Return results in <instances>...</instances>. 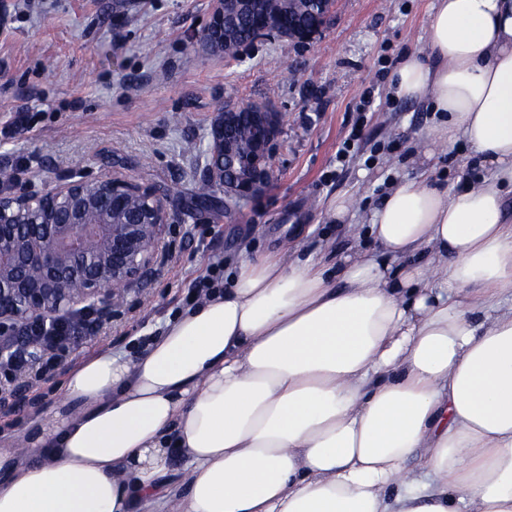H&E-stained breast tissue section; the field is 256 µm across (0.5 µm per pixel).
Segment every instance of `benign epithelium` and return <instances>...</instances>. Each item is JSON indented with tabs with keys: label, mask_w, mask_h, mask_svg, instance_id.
<instances>
[{
	"label": "benign epithelium",
	"mask_w": 512,
	"mask_h": 512,
	"mask_svg": "<svg viewBox=\"0 0 512 512\" xmlns=\"http://www.w3.org/2000/svg\"><path fill=\"white\" fill-rule=\"evenodd\" d=\"M269 0H212L202 42L224 46V16L259 12L260 32L278 36ZM317 20L303 30L315 38L334 16L336 0H311ZM237 108L217 113L211 128L204 181L224 200L240 204L262 195L274 177L277 112L252 113L249 149L225 164L224 137ZM169 214L160 193L122 176L69 178L52 191L34 193L0 183V335L21 325H44L78 314L112 285L132 288L156 271L165 247Z\"/></svg>",
	"instance_id": "benign-epithelium-1"
}]
</instances>
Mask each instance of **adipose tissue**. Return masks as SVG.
Listing matches in <instances>:
<instances>
[{
	"label": "adipose tissue",
	"instance_id": "adipose-tissue-1",
	"mask_svg": "<svg viewBox=\"0 0 512 512\" xmlns=\"http://www.w3.org/2000/svg\"><path fill=\"white\" fill-rule=\"evenodd\" d=\"M426 46L393 72L445 116L424 157L487 177L396 183L383 258L243 260L136 359L83 360L38 452L0 448V512H512V0H433ZM471 155L462 142L450 148L438 149L435 163L429 164L425 173L428 183L436 184L445 181L447 177L451 180L458 176L467 178L478 175L479 168L473 165L474 158Z\"/></svg>",
	"mask_w": 512,
	"mask_h": 512
}]
</instances>
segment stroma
Here are the masks:
<instances>
[{"mask_svg":"<svg viewBox=\"0 0 512 512\" xmlns=\"http://www.w3.org/2000/svg\"><path fill=\"white\" fill-rule=\"evenodd\" d=\"M431 4L338 0L311 43L276 36L227 58L201 43L211 0H0V169L41 193L71 176H123L166 194L169 213L157 275L106 302L96 336L23 390V410L0 419L1 445L31 451L33 435L69 416L62 387L75 363L102 351L135 358L216 259L229 270L278 247L300 260L379 257L367 223L393 182L478 175L460 142L421 168L436 115L390 87L399 59L425 49ZM368 90L382 106L357 112ZM245 103L283 117L276 174L261 197L228 211L223 196L196 194L215 114ZM21 112L29 127L16 132ZM356 123L361 139L337 161ZM342 194L352 203L339 224L325 210Z\"/></svg>","mask_w":512,"mask_h":512,"instance_id":"stroma-1","label":"stroma"}]
</instances>
